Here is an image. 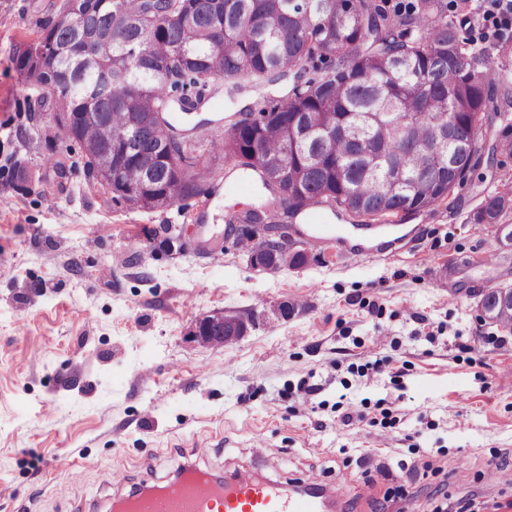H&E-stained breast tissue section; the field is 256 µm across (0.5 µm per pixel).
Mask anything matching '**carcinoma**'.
<instances>
[{
  "mask_svg": "<svg viewBox=\"0 0 512 512\" xmlns=\"http://www.w3.org/2000/svg\"><path fill=\"white\" fill-rule=\"evenodd\" d=\"M97 22L112 24L106 58L112 101L88 98L102 74L66 55H46L72 34L53 25L18 48L17 70L52 97L54 112H89L67 129L79 143L103 139L128 155L112 173V201L137 184L136 157L159 152L132 112H158L178 146L191 141L173 114L193 112L220 80L229 95L292 79L285 98L230 126L208 152L260 168L263 186L285 214L308 205L371 217L415 212L448 197L481 161L479 122L496 86L477 70L480 51L460 39L441 0H417L388 13L376 0H95ZM139 93L131 105L120 102ZM341 131L334 139L322 129ZM175 177L161 170L157 193L183 201L205 193L200 165ZM512 206L498 192L477 211L497 224Z\"/></svg>",
  "mask_w": 512,
  "mask_h": 512,
  "instance_id": "carcinoma-1",
  "label": "carcinoma"
}]
</instances>
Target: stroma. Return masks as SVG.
I'll return each mask as SVG.
<instances>
[{"mask_svg":"<svg viewBox=\"0 0 512 512\" xmlns=\"http://www.w3.org/2000/svg\"><path fill=\"white\" fill-rule=\"evenodd\" d=\"M62 3L0 0V512H109L127 494L113 471L160 486L188 464L287 486L347 475L338 512L512 503V331L478 298L512 285V244L474 220L512 186V155L389 224L327 207L319 227L307 208L271 217L259 235L308 261L255 268L239 244L241 215L268 196L255 172L217 161L206 195L155 212L85 175L49 93L12 61ZM258 99L219 92L181 121L219 139ZM213 313L250 327L193 341ZM197 444L206 456H188Z\"/></svg>","mask_w":512,"mask_h":512,"instance_id":"1","label":"stroma"}]
</instances>
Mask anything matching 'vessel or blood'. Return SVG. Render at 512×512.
Instances as JSON below:
<instances>
[{
  "mask_svg": "<svg viewBox=\"0 0 512 512\" xmlns=\"http://www.w3.org/2000/svg\"><path fill=\"white\" fill-rule=\"evenodd\" d=\"M349 488L295 493L250 471L218 479L194 467L175 479L123 497L122 512H325L331 497H347Z\"/></svg>",
  "mask_w": 512,
  "mask_h": 512,
  "instance_id": "obj_1",
  "label": "vessel or blood"
}]
</instances>
